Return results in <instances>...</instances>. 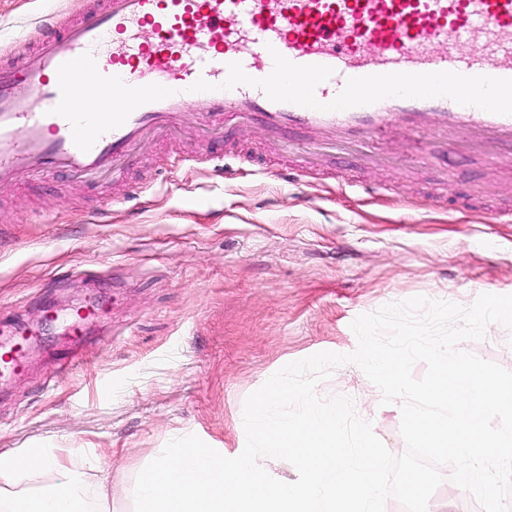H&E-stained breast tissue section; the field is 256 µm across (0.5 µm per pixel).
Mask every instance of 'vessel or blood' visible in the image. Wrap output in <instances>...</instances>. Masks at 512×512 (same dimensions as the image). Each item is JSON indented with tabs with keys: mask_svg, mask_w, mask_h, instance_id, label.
I'll use <instances>...</instances> for the list:
<instances>
[{
	"mask_svg": "<svg viewBox=\"0 0 512 512\" xmlns=\"http://www.w3.org/2000/svg\"><path fill=\"white\" fill-rule=\"evenodd\" d=\"M39 27L0 57V182L115 181L149 139L244 120L318 144L462 131L512 162V0H82ZM479 30L487 56L457 51Z\"/></svg>",
	"mask_w": 512,
	"mask_h": 512,
	"instance_id": "vessel-or-blood-1",
	"label": "vessel or blood"
}]
</instances>
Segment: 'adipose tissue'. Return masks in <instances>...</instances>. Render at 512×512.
Segmentation results:
<instances>
[{"label": "adipose tissue", "mask_w": 512, "mask_h": 512, "mask_svg": "<svg viewBox=\"0 0 512 512\" xmlns=\"http://www.w3.org/2000/svg\"><path fill=\"white\" fill-rule=\"evenodd\" d=\"M46 470L63 474V481L47 491L17 492L21 478ZM67 472V458L56 448L0 452V512H89L87 502L67 480Z\"/></svg>", "instance_id": "ef3b65f1"}]
</instances>
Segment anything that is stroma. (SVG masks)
Segmentation results:
<instances>
[{
	"label": "stroma",
	"instance_id": "stroma-1",
	"mask_svg": "<svg viewBox=\"0 0 512 512\" xmlns=\"http://www.w3.org/2000/svg\"><path fill=\"white\" fill-rule=\"evenodd\" d=\"M77 5L0 0V48L25 53L36 20L70 19ZM306 139L292 130L272 145L246 122L208 146L156 141L121 182L0 187V336L31 334L23 369L0 380V452L71 449L70 481L94 499L109 469L112 512H133L136 477L169 440L244 447L246 397L288 363L354 351L358 315L417 295L467 306L512 294L511 168L487 166L461 133L415 165L398 133L381 148L387 165L364 174L384 186L370 195L344 147L325 150L319 171L281 176ZM145 183L149 195L110 205ZM93 303L99 318L73 338L70 310ZM462 347L512 370L500 325ZM317 393L351 398L404 451L399 405L382 404L358 366L334 369Z\"/></svg>",
	"mask_w": 512,
	"mask_h": 512
}]
</instances>
